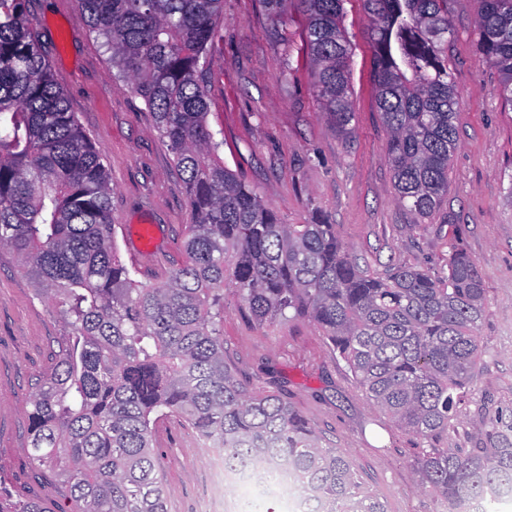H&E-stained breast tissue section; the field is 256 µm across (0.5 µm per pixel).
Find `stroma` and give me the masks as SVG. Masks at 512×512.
Here are the masks:
<instances>
[{"label": "stroma", "instance_id": "35a3bbf8", "mask_svg": "<svg viewBox=\"0 0 512 512\" xmlns=\"http://www.w3.org/2000/svg\"><path fill=\"white\" fill-rule=\"evenodd\" d=\"M27 12L54 80L104 155L121 260L135 280L162 281L182 260L183 230L191 221L172 155L76 0H28ZM478 13V0H448L459 147L448 164V193L422 224L399 203L385 159L389 132L374 98L363 0L343 4L355 110L348 134L338 133L320 110L297 0L277 15L265 0H224L203 79L209 124L224 135L225 166L283 223L334 224L340 241L377 273L404 264L437 269L455 247L476 260L487 312L478 329L485 355L473 398L491 397L512 412V110L499 96L497 73L476 49ZM139 224L154 228L151 254L138 253L135 237L124 233ZM63 333L57 313L34 295L15 256L0 249V497L16 504L37 500L52 512H71L73 505L62 482L33 464L26 428L29 395L53 367ZM224 354L253 391L288 399L341 448L388 512H448L418 488V439L369 406L312 321L258 324L245 313L234 284L226 283ZM155 446L168 512H205L214 496L217 453L174 416L157 424Z\"/></svg>", "mask_w": 512, "mask_h": 512}]
</instances>
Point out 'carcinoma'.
<instances>
[{"label": "carcinoma", "instance_id": "carcinoma-1", "mask_svg": "<svg viewBox=\"0 0 512 512\" xmlns=\"http://www.w3.org/2000/svg\"><path fill=\"white\" fill-rule=\"evenodd\" d=\"M0 0V248L65 329L59 360L29 398L32 461L65 484L77 512H167L154 426L178 416L224 453V469L283 468L310 512H387L345 454L308 419L257 393L224 360V282L263 324L307 318L326 334L376 410L418 438L419 489L489 512L512 487L504 411L462 424L482 361L486 288L465 251L447 269L373 273L336 226L284 224L224 166L199 75L224 0H77L112 65L146 103L182 176L193 223L182 260L142 284L119 257L101 151L70 111L26 15ZM322 112L355 119L343 0H299ZM477 48L512 107V0H479ZM375 97L399 202L420 223L448 191L459 146L445 45L448 0H364Z\"/></svg>", "mask_w": 512, "mask_h": 512}]
</instances>
